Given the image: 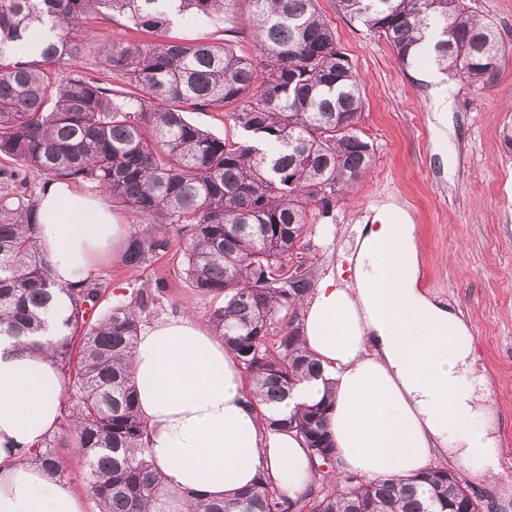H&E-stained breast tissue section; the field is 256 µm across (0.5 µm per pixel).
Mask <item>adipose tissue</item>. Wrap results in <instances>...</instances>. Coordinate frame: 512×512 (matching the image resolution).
I'll list each match as a JSON object with an SVG mask.
<instances>
[{
  "mask_svg": "<svg viewBox=\"0 0 512 512\" xmlns=\"http://www.w3.org/2000/svg\"><path fill=\"white\" fill-rule=\"evenodd\" d=\"M380 211L397 220L357 230L351 281L321 279L308 299L303 339L321 375L298 384L278 410L317 402L332 387L327 429L339 474L406 477L446 457L482 468L498 440L469 328L419 292L409 216L390 202ZM37 221L63 286L90 279L99 257L126 244V225L102 198L62 180L40 193ZM132 369L150 458L168 489L221 498L262 472L295 498L314 482L301 437L263 424L242 366L199 322L178 315L144 327ZM60 393L48 359L0 335V512H85L69 483L25 459L55 430Z\"/></svg>",
  "mask_w": 512,
  "mask_h": 512,
  "instance_id": "ef3b65f1",
  "label": "adipose tissue"
}]
</instances>
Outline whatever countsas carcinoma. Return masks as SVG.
Returning a JSON list of instances; mask_svg holds the SVG:
<instances>
[{"label": "carcinoma", "instance_id": "cac0c4a2", "mask_svg": "<svg viewBox=\"0 0 512 512\" xmlns=\"http://www.w3.org/2000/svg\"><path fill=\"white\" fill-rule=\"evenodd\" d=\"M239 0H0V154L44 176L94 183L148 228L132 236L123 261L140 268L175 243L198 291L224 295L209 322L234 352L260 408L283 401L314 373L294 318L311 281L304 234L375 163L362 130L360 81L318 0H248L254 61L227 42L88 40L101 8L136 34L160 36L173 16L235 12ZM350 18L385 38L402 67L423 63L486 86L512 57L495 24L468 0H339ZM54 40L37 56L16 48L45 22ZM91 56L112 81L59 66ZM230 110L246 136L230 143L191 123L187 112ZM34 197L0 195V334L46 357L67 393L68 432L87 461L98 512H481L443 468L366 482L323 477L291 500L265 479L232 498L173 494L148 460L131 356L152 295L94 317L99 284L57 288L38 243ZM67 300L69 333L43 342L42 315ZM292 317L279 330L281 312ZM328 397L283 418L318 467L334 461L326 435ZM35 461L53 475L48 451Z\"/></svg>", "mask_w": 512, "mask_h": 512}]
</instances>
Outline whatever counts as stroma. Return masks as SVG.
<instances>
[{
	"label": "stroma",
	"mask_w": 512,
	"mask_h": 512,
	"mask_svg": "<svg viewBox=\"0 0 512 512\" xmlns=\"http://www.w3.org/2000/svg\"><path fill=\"white\" fill-rule=\"evenodd\" d=\"M319 5L359 75L366 97L363 129L373 142L376 164L331 217L309 225L303 253L310 278L319 281L335 266L353 242V226L365 223L373 206L387 199L397 203L415 226L419 288L470 326L488 398L500 417L498 446L512 447V150L501 137L503 126L512 122V62L483 89L443 77L448 106L442 109L430 92V67L402 71L389 44L345 16L338 0H319ZM248 15L242 0L234 20H195L174 25L169 34L184 40L228 36L250 52ZM159 279L167 288L142 313L143 323L188 314L204 324L224 302L223 296L193 287L184 274L183 254L173 247L142 268L102 258L95 276L101 285L98 314L135 301ZM51 438L62 480L86 496L87 462L73 436L59 428ZM451 469L483 512H512V474L489 481L456 462Z\"/></svg>",
	"instance_id": "1"
}]
</instances>
